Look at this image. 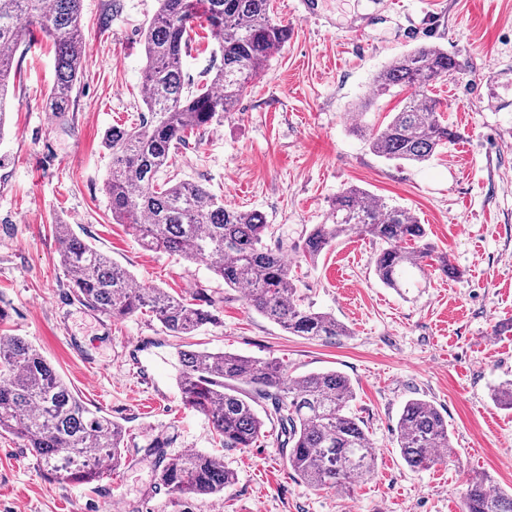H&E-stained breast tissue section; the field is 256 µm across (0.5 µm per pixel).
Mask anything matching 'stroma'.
Returning a JSON list of instances; mask_svg holds the SVG:
<instances>
[{"label":"stroma","instance_id":"stroma-1","mask_svg":"<svg viewBox=\"0 0 512 512\" xmlns=\"http://www.w3.org/2000/svg\"><path fill=\"white\" fill-rule=\"evenodd\" d=\"M272 0L291 35L233 112L191 137L167 171L207 187L228 208L263 213L305 304L335 315L349 335L292 336L246 305L204 264L140 246L115 223L105 190L108 132L138 123L142 33L156 0H83L82 76L67 112L45 107L54 48L39 29L19 46L0 136V333L24 337L89 405L124 429L122 462L89 484L50 474L10 434L0 435V512H462L470 479L512 489V410L490 389L512 379V0ZM421 45L445 50L458 72L430 89L456 140L428 162L397 164L353 134L356 108L380 124L401 96H375L373 78ZM411 209L457 274L429 272L417 288L385 287L378 243L353 235L316 262L300 251L336 193L348 186ZM71 225L144 286L194 299L216 325L175 337L151 315L115 320L79 300L59 262L56 224ZM281 362L289 377L335 370L354 388L351 411L379 450L374 475L346 494L314 490L288 466L278 426L230 450L224 492L171 495L158 479L166 455L213 451L207 416L176 384L186 346ZM435 405L452 453L407 466L395 427L410 399Z\"/></svg>","mask_w":512,"mask_h":512}]
</instances>
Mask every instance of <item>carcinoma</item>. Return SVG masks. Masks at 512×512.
<instances>
[{"mask_svg": "<svg viewBox=\"0 0 512 512\" xmlns=\"http://www.w3.org/2000/svg\"><path fill=\"white\" fill-rule=\"evenodd\" d=\"M55 48V79L47 101L51 112H68L82 69V0H0V132L5 125L12 59L30 28ZM208 30L220 55L202 85L185 82L183 53L195 28ZM291 28L274 19L270 0H158L143 31L146 65L144 105L149 116L110 135L112 167L106 192L112 219L127 224L142 244L203 263L227 288L246 290L248 306L285 332L309 338L347 335L327 313L301 303L295 279L266 216L228 209L201 184L160 181L172 153L215 118L233 111L253 77L288 42ZM458 68L448 51L419 46L393 58L373 81L376 94L407 93L400 111L383 126H364L370 150L389 161L424 163L457 137L440 117V102L428 87ZM60 263L74 274L77 297L114 319L150 313L166 332L187 336L215 323L198 304L162 288L144 287L104 252L54 225ZM369 237L382 245L374 260L378 280L410 288L436 261L427 232L408 208L388 205L357 187L336 194L322 223L302 241L303 257L317 259L342 236ZM177 385L184 403L208 416L226 450L250 447L264 421L254 404L271 402L269 416L288 446V467L311 488L346 493L373 476L379 449L349 412L355 398L350 379L334 370L290 379L273 361L225 351L181 349ZM250 391L242 390V386ZM494 403L512 409V381L490 390ZM0 431L16 436L57 477L89 483L105 467L118 466L124 431L78 398L56 369L21 336H0ZM397 448L416 470L441 461L449 448L448 422L421 399L408 400L396 425ZM159 480L177 497L207 496L235 481L215 454L188 451L167 458ZM463 512H512V493L484 478L471 481Z\"/></svg>", "mask_w": 512, "mask_h": 512, "instance_id": "obj_1", "label": "carcinoma"}]
</instances>
